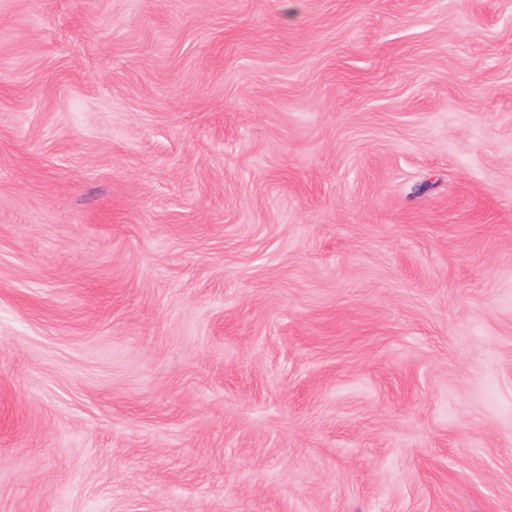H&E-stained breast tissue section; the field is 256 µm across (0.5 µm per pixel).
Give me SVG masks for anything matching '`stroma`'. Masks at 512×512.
I'll use <instances>...</instances> for the list:
<instances>
[{
    "mask_svg": "<svg viewBox=\"0 0 512 512\" xmlns=\"http://www.w3.org/2000/svg\"><path fill=\"white\" fill-rule=\"evenodd\" d=\"M0 512H512V0H0Z\"/></svg>",
    "mask_w": 512,
    "mask_h": 512,
    "instance_id": "obj_1",
    "label": "stroma"
}]
</instances>
